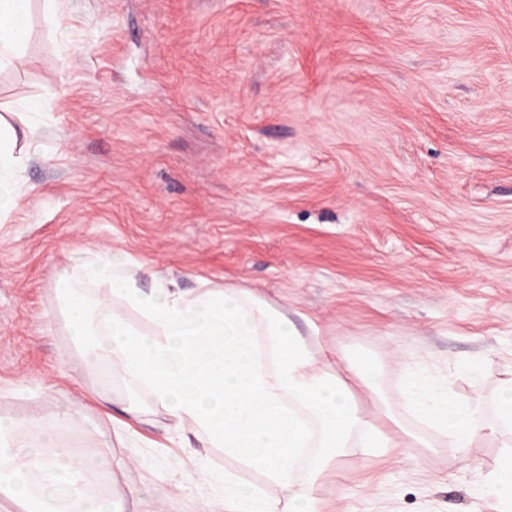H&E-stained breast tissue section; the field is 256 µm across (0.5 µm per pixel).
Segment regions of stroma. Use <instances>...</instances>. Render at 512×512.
Segmentation results:
<instances>
[{
    "label": "stroma",
    "instance_id": "1",
    "mask_svg": "<svg viewBox=\"0 0 512 512\" xmlns=\"http://www.w3.org/2000/svg\"><path fill=\"white\" fill-rule=\"evenodd\" d=\"M62 22L0 73L12 124L43 104L0 222V415L69 411L127 512H182L166 416L117 436L54 319L73 255L123 253L146 289L253 290L329 371L380 363L370 421L432 445L352 444L321 512H493L476 488L512 434L449 447L399 387L411 364L492 414L512 377V0H66Z\"/></svg>",
    "mask_w": 512,
    "mask_h": 512
}]
</instances>
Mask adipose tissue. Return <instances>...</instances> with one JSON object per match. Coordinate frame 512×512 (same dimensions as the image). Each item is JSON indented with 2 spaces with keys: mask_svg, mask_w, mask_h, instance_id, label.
<instances>
[{
  "mask_svg": "<svg viewBox=\"0 0 512 512\" xmlns=\"http://www.w3.org/2000/svg\"><path fill=\"white\" fill-rule=\"evenodd\" d=\"M60 0H0V71L20 65L34 35L33 13L60 42ZM35 127L0 120V218L19 208L27 194L19 173L29 156ZM130 262L100 253L76 260L85 286L96 296L60 283L59 315L68 350L94 378L123 383L120 398L128 420L151 409L169 417L168 440L197 462V480L217 484L216 500L202 512H320V478L337 464L354 434L366 448H396L391 430L369 425L354 388H380L379 367L348 362L346 377L329 373L299 336L286 313L246 288L227 286L185 292L155 282L145 291ZM401 395L420 422L433 426L454 448H471L488 428L480 400L448 393L425 398L413 376ZM68 412L52 424L16 414L0 416V500L13 512H124L93 488L92 463L61 453L49 427L68 425ZM220 448L264 483L245 484L235 473L199 464L200 451ZM307 481L298 484V467ZM483 494L494 512H512V453L485 478Z\"/></svg>",
  "mask_w": 512,
  "mask_h": 512,
  "instance_id": "obj_1",
  "label": "adipose tissue"
}]
</instances>
